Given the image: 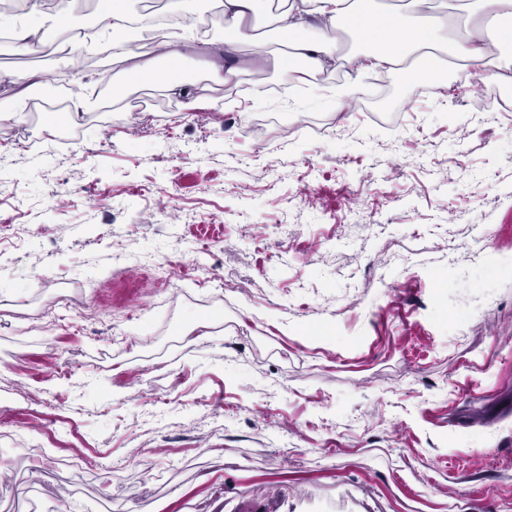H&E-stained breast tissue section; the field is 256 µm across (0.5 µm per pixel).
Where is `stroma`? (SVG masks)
Segmentation results:
<instances>
[{"instance_id": "1", "label": "stroma", "mask_w": 512, "mask_h": 512, "mask_svg": "<svg viewBox=\"0 0 512 512\" xmlns=\"http://www.w3.org/2000/svg\"><path fill=\"white\" fill-rule=\"evenodd\" d=\"M99 10L0 12V225L18 229L0 246V512H512V110L484 109L499 79L420 95L385 73L410 106L378 120L370 73L348 109L324 99L341 60L280 113L243 97L285 80L273 14L220 82V8L199 0L205 39L178 63L135 51L226 102L206 114L117 54L75 70ZM21 26L35 49L16 50ZM61 80L124 89L68 149L47 143ZM155 262L170 278L145 277ZM63 295L83 330L11 328ZM208 295L251 333L176 344ZM87 455L101 466L73 481Z\"/></svg>"}]
</instances>
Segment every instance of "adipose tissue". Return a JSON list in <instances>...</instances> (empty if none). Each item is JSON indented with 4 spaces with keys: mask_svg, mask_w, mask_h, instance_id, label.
<instances>
[{
    "mask_svg": "<svg viewBox=\"0 0 512 512\" xmlns=\"http://www.w3.org/2000/svg\"><path fill=\"white\" fill-rule=\"evenodd\" d=\"M261 0H220L224 47L251 40L247 18L255 16ZM277 53L303 62L307 72L347 58L351 73L337 93L339 106L354 97L359 76L369 70L402 71L407 82H417L420 64L439 66L448 55L475 73L493 71L512 77V0H468L463 12L448 13L429 0H403L399 8L379 0H289L275 17ZM319 35L305 38L310 25ZM355 32L368 42L367 51L344 56L339 31Z\"/></svg>",
    "mask_w": 512,
    "mask_h": 512,
    "instance_id": "obj_1",
    "label": "adipose tissue"
}]
</instances>
